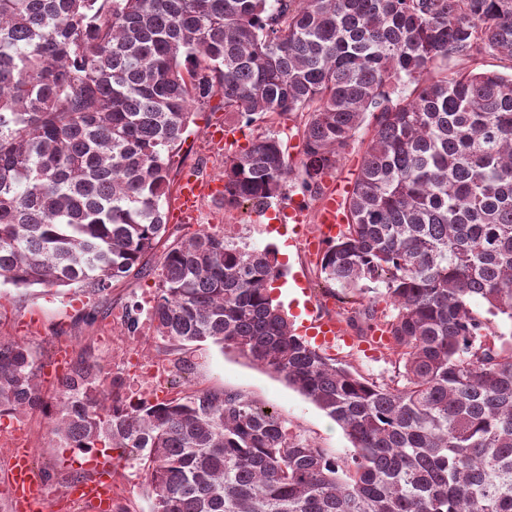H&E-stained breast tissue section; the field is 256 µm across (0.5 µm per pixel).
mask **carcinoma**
I'll return each mask as SVG.
<instances>
[{
	"label": "carcinoma",
	"mask_w": 512,
	"mask_h": 512,
	"mask_svg": "<svg viewBox=\"0 0 512 512\" xmlns=\"http://www.w3.org/2000/svg\"><path fill=\"white\" fill-rule=\"evenodd\" d=\"M486 55L512 70V0H0V279L103 295L153 274L157 336L279 375L354 451L243 391L127 402L95 360L59 378L52 432L146 459L152 512H512V73L456 65ZM215 98L265 128L224 155L226 208L318 193L370 129L318 265L348 327L383 328L390 381L296 335L269 249L201 232L149 265L173 154ZM40 370L0 338L1 418L47 406Z\"/></svg>",
	"instance_id": "obj_1"
}]
</instances>
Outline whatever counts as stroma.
Segmentation results:
<instances>
[{
	"mask_svg": "<svg viewBox=\"0 0 512 512\" xmlns=\"http://www.w3.org/2000/svg\"><path fill=\"white\" fill-rule=\"evenodd\" d=\"M223 112L198 113L196 124L182 150L173 158L176 176L196 174L204 180L219 178L225 152L233 146H247L256 134L255 128L241 127L235 144L215 147L209 139L211 125L223 121ZM237 224L236 235L250 246L277 250L278 260L291 274L288 280L274 283L273 297L281 302L296 328H303L311 303L322 302L323 315H335L336 299L328 298L319 280L317 255L309 253L295 242L292 225L270 222L264 211L249 207L224 209L204 197L199 203L194 223L177 220V205H168V225L171 240L185 239L206 230L220 233L225 221ZM155 277L134 276L114 285L103 296L92 294L89 288L67 286L18 288L0 281V336L29 341L37 350L44 368L41 373L45 395L55 393L57 378L70 363L92 356L105 369H112V352L106 343L112 337V313L125 309L130 296H154ZM100 305L101 315L93 325L83 317L91 305ZM130 350L140 360L164 359L171 367L174 389L242 390L259 405L277 411L288 421L291 430L299 432L324 448L327 455L347 458L352 444L343 430L322 410L278 375L254 366L238 354L220 349L209 342L198 343L187 350L177 349L157 339L151 333L133 337ZM21 430L26 445L33 451L34 466L49 487L46 512H93L86 504L68 500L65 488L59 484L61 474L70 472L69 451L50 430V420L42 413H30L17 418L0 419V428ZM118 490L115 500L125 512H151V498L144 473L129 477L127 470L114 475Z\"/></svg>",
	"mask_w": 512,
	"mask_h": 512,
	"instance_id": "35a3bbf8",
	"label": "stroma"
}]
</instances>
